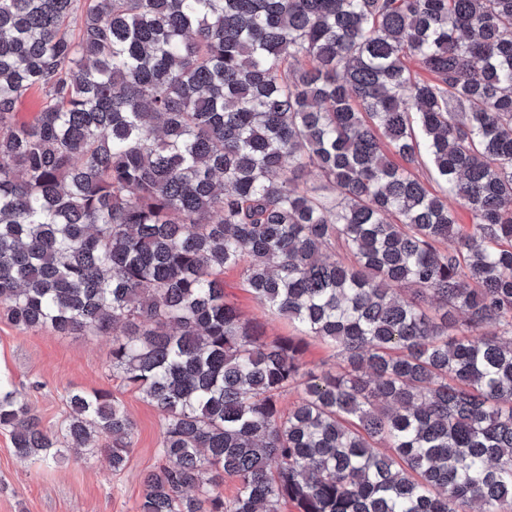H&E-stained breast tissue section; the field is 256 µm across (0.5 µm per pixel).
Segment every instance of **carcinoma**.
Returning a JSON list of instances; mask_svg holds the SVG:
<instances>
[{
    "instance_id": "1",
    "label": "carcinoma",
    "mask_w": 512,
    "mask_h": 512,
    "mask_svg": "<svg viewBox=\"0 0 512 512\" xmlns=\"http://www.w3.org/2000/svg\"><path fill=\"white\" fill-rule=\"evenodd\" d=\"M0 316L112 337L137 512H512V0H0ZM67 405L0 370L18 458L123 470L124 404ZM241 267L225 270L224 288L227 298L248 318L259 321L267 336H301L293 324L266 311L241 283ZM306 348L303 360L307 363V367L318 368L323 364H332L331 353L320 342L311 338H305Z\"/></svg>"
}]
</instances>
